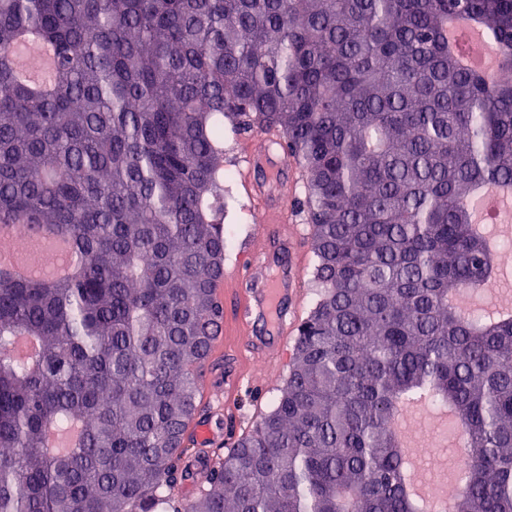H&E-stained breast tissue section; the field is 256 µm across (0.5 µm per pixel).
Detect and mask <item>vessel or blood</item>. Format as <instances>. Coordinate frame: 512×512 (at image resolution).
Here are the masks:
<instances>
[{
    "label": "vessel or blood",
    "instance_id": "b4317fda",
    "mask_svg": "<svg viewBox=\"0 0 512 512\" xmlns=\"http://www.w3.org/2000/svg\"><path fill=\"white\" fill-rule=\"evenodd\" d=\"M273 137L269 130L256 132L242 138L238 146V185L248 207L258 215L259 224L215 284L224 304L225 338L223 349L213 355L208 365H229L223 387L208 390L209 402L218 412L228 396L237 392L253 361H262L267 368L268 384L276 383L288 340L303 312L301 273L305 261L300 244L307 228L298 223L290 207L301 174L287 155H271ZM275 243L287 246L294 256L292 265L281 267L271 257L270 248ZM190 433L201 448L211 447L222 438L218 428L201 418L192 423Z\"/></svg>",
    "mask_w": 512,
    "mask_h": 512
}]
</instances>
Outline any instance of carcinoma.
<instances>
[{
  "mask_svg": "<svg viewBox=\"0 0 512 512\" xmlns=\"http://www.w3.org/2000/svg\"><path fill=\"white\" fill-rule=\"evenodd\" d=\"M450 19L512 72V0H0V225L83 257L0 280V512H417L415 398L465 439L448 512H512V316L453 303L506 273L475 218L512 198V82L462 67ZM226 124L300 162L316 301L273 408L180 497Z\"/></svg>",
  "mask_w": 512,
  "mask_h": 512,
  "instance_id": "1",
  "label": "carcinoma"
}]
</instances>
